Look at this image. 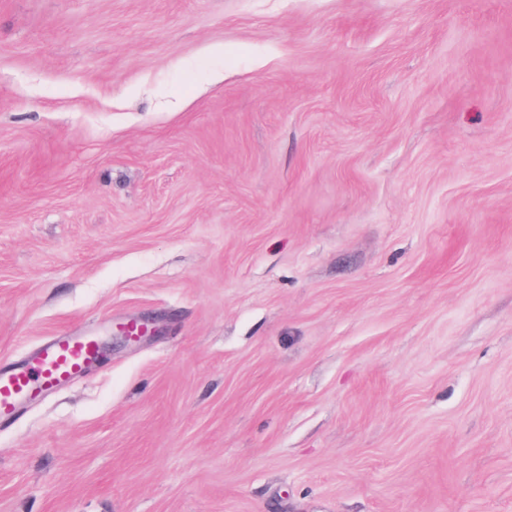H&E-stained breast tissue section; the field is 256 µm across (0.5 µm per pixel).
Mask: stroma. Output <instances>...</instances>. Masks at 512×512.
Here are the masks:
<instances>
[{
    "mask_svg": "<svg viewBox=\"0 0 512 512\" xmlns=\"http://www.w3.org/2000/svg\"><path fill=\"white\" fill-rule=\"evenodd\" d=\"M0 512H512V0H0ZM98 355L92 337L55 336L24 365L0 371V421L10 419L27 400L79 376Z\"/></svg>",
    "mask_w": 512,
    "mask_h": 512,
    "instance_id": "stroma-1",
    "label": "stroma"
}]
</instances>
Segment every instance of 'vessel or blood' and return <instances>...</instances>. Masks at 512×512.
<instances>
[{"label": "vessel or blood", "instance_id": "vessel-or-blood-1", "mask_svg": "<svg viewBox=\"0 0 512 512\" xmlns=\"http://www.w3.org/2000/svg\"><path fill=\"white\" fill-rule=\"evenodd\" d=\"M98 355L99 345L94 338L57 336L24 365L0 371V421L10 419L27 400L79 376Z\"/></svg>", "mask_w": 512, "mask_h": 512}]
</instances>
